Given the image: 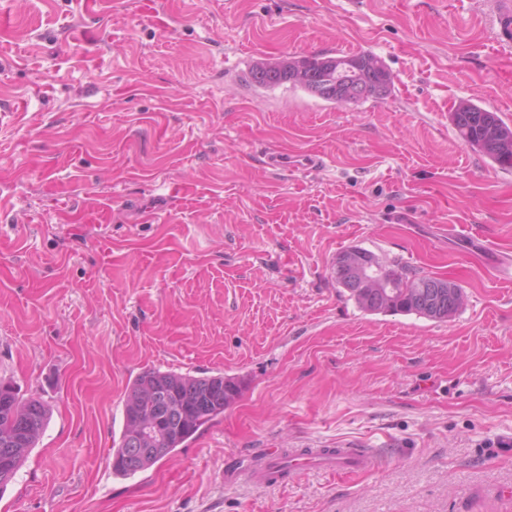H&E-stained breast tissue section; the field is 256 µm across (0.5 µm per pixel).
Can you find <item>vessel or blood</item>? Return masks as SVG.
Returning <instances> with one entry per match:
<instances>
[{
    "mask_svg": "<svg viewBox=\"0 0 512 512\" xmlns=\"http://www.w3.org/2000/svg\"><path fill=\"white\" fill-rule=\"evenodd\" d=\"M372 460L373 453L366 448H265L259 459L245 468L244 475L254 486L266 487L317 469L337 475L362 472Z\"/></svg>",
    "mask_w": 512,
    "mask_h": 512,
    "instance_id": "1",
    "label": "vessel or blood"
}]
</instances>
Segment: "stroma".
I'll return each mask as SVG.
<instances>
[{
	"mask_svg": "<svg viewBox=\"0 0 512 512\" xmlns=\"http://www.w3.org/2000/svg\"><path fill=\"white\" fill-rule=\"evenodd\" d=\"M494 0H0V377L51 419L0 512H512V170L461 142L512 125ZM371 53L382 101L245 85L243 63ZM321 154L288 173L269 152ZM457 234H449V226ZM357 246L455 281L445 321L361 311ZM149 368L242 390L152 468L113 474ZM371 448L352 476L258 489L263 448ZM450 121L465 145L502 169L512 168V153H502L498 147L501 137L512 138V127L496 112L485 109L472 99H463L450 113Z\"/></svg>",
	"mask_w": 512,
	"mask_h": 512,
	"instance_id": "1",
	"label": "stroma"
}]
</instances>
